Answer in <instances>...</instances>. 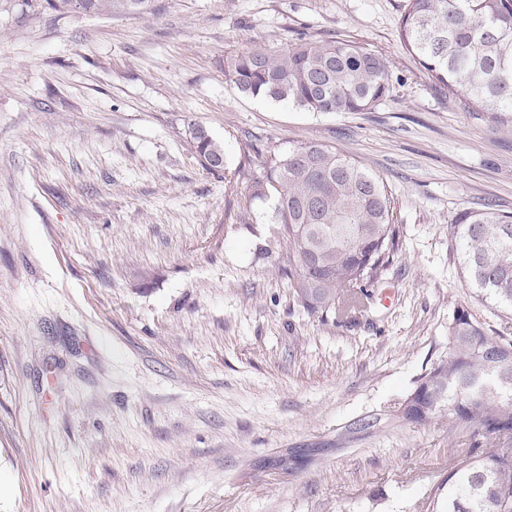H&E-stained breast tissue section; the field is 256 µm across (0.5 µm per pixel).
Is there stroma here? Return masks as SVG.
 Here are the masks:
<instances>
[{"instance_id":"stroma-1","label":"stroma","mask_w":512,"mask_h":512,"mask_svg":"<svg viewBox=\"0 0 512 512\" xmlns=\"http://www.w3.org/2000/svg\"><path fill=\"white\" fill-rule=\"evenodd\" d=\"M405 0H0V512H426L458 435L402 418L458 306L512 336L448 226L512 212V122L435 87ZM354 42L399 82L368 112L242 96L227 57ZM224 146L205 169L191 127ZM317 143L387 187L399 250L355 323L294 299L271 157ZM84 2V12H108L112 14L136 13L140 15L151 14L153 9V0H82ZM81 0H46L51 9L67 12L71 9L75 11L82 10Z\"/></svg>"}]
</instances>
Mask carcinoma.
Wrapping results in <instances>:
<instances>
[{
    "instance_id": "1",
    "label": "carcinoma",
    "mask_w": 512,
    "mask_h": 512,
    "mask_svg": "<svg viewBox=\"0 0 512 512\" xmlns=\"http://www.w3.org/2000/svg\"><path fill=\"white\" fill-rule=\"evenodd\" d=\"M84 11L153 12V0H83ZM400 36L435 86L464 88L468 105L495 121L512 115V0H406ZM238 91L307 112H366L390 93L383 56L341 41H300L272 54L254 49L224 63ZM208 170L224 167V147L194 137ZM252 200L275 198L272 240L288 248L286 275L308 311H365L375 282L398 245L384 183L358 163L310 143L272 159ZM462 247L481 301L512 310V213L487 202L448 225ZM448 424L471 444L457 448L431 512H512V338L490 336L468 308L448 323V357L426 373L402 417Z\"/></svg>"
}]
</instances>
